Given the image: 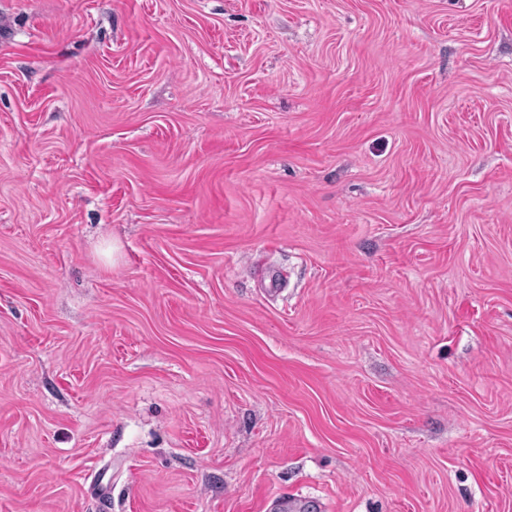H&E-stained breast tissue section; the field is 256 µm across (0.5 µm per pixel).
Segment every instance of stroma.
<instances>
[{"label": "stroma", "mask_w": 512, "mask_h": 512, "mask_svg": "<svg viewBox=\"0 0 512 512\" xmlns=\"http://www.w3.org/2000/svg\"><path fill=\"white\" fill-rule=\"evenodd\" d=\"M512 512V0H0V512Z\"/></svg>", "instance_id": "obj_1"}]
</instances>
